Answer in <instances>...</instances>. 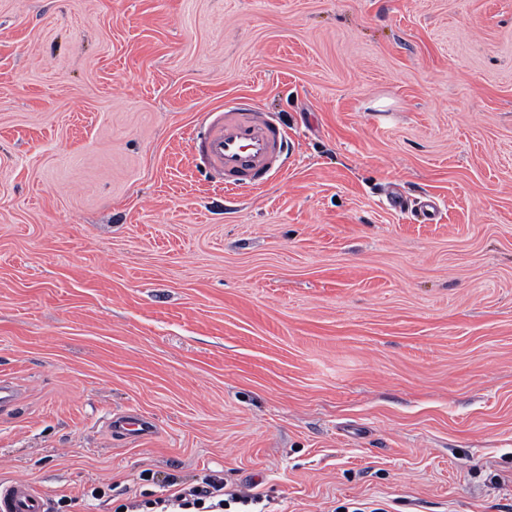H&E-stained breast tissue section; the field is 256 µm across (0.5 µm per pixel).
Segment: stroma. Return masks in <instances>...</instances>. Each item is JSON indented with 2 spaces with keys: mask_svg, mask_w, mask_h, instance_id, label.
Instances as JSON below:
<instances>
[{
  "mask_svg": "<svg viewBox=\"0 0 512 512\" xmlns=\"http://www.w3.org/2000/svg\"><path fill=\"white\" fill-rule=\"evenodd\" d=\"M240 96L291 152L228 194ZM1 379L49 512H512V0H0ZM112 433L123 436H141L152 431L150 422L133 415L119 416L108 425ZM224 479H213L201 488H181L164 498H157L148 504L153 512H226L231 503H258L256 495H239L224 490ZM228 498H224V497ZM193 509V510H192Z\"/></svg>",
  "mask_w": 512,
  "mask_h": 512,
  "instance_id": "obj_1",
  "label": "stroma"
}]
</instances>
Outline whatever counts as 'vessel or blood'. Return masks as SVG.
<instances>
[{"instance_id": "obj_1", "label": "vessel or blood", "mask_w": 512, "mask_h": 512, "mask_svg": "<svg viewBox=\"0 0 512 512\" xmlns=\"http://www.w3.org/2000/svg\"><path fill=\"white\" fill-rule=\"evenodd\" d=\"M197 140L202 162L229 189L266 183L287 149L284 130L244 98L225 104L220 115L207 120ZM109 429L141 436L152 426L143 418L124 415L110 421ZM0 512H48V504L29 481H1Z\"/></svg>"}]
</instances>
